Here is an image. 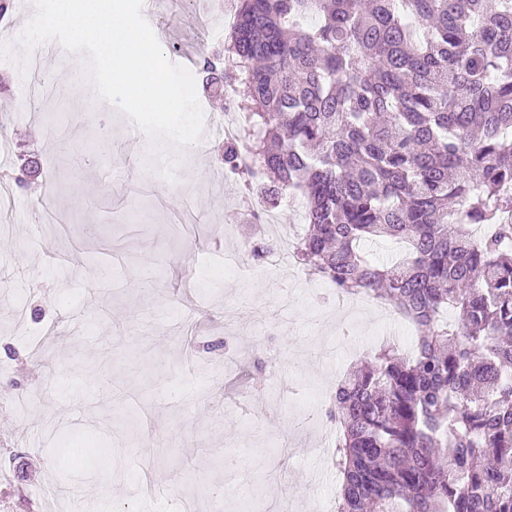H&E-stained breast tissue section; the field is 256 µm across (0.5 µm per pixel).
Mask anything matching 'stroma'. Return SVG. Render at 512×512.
Masks as SVG:
<instances>
[{"mask_svg": "<svg viewBox=\"0 0 512 512\" xmlns=\"http://www.w3.org/2000/svg\"><path fill=\"white\" fill-rule=\"evenodd\" d=\"M224 14L169 0L152 30L168 59L195 69L218 47ZM65 104L20 109L26 79L0 65V172L32 165L0 212V512H182V497L233 505L250 485L263 512H334L333 443H321L337 381L381 343L375 312L335 357L316 355L344 313L314 333L307 308L335 302L329 283L296 263L255 261L257 233L283 238L301 221L288 205L252 221L214 138L185 155L175 181L158 172L149 137L136 157L108 149L102 129L128 143L117 108L75 94L81 56L41 59ZM238 254L225 276L219 257ZM295 301L289 322L282 293ZM243 294L251 304L227 311ZM48 333L43 356L13 334L17 308ZM309 397L301 431L290 399Z\"/></svg>", "mask_w": 512, "mask_h": 512, "instance_id": "35a3bbf8", "label": "stroma"}]
</instances>
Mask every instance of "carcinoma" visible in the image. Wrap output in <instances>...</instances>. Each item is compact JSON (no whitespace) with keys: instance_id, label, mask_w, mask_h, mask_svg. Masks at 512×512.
<instances>
[{"instance_id":"obj_1","label":"carcinoma","mask_w":512,"mask_h":512,"mask_svg":"<svg viewBox=\"0 0 512 512\" xmlns=\"http://www.w3.org/2000/svg\"><path fill=\"white\" fill-rule=\"evenodd\" d=\"M200 70L247 117L224 166L305 200L297 263L416 330L326 409L336 512H512V0H237Z\"/></svg>"}]
</instances>
